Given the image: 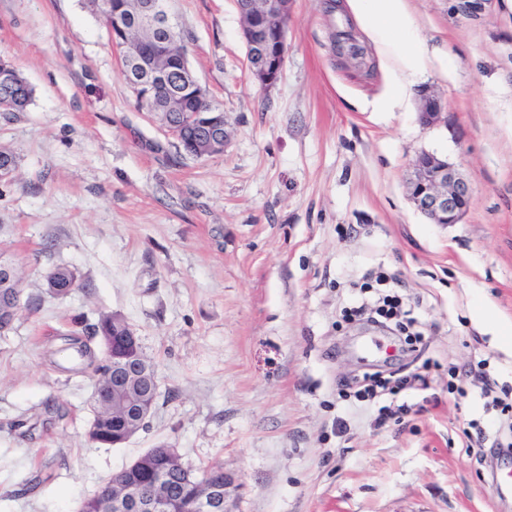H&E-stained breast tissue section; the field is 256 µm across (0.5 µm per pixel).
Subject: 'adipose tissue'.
<instances>
[{
    "mask_svg": "<svg viewBox=\"0 0 512 512\" xmlns=\"http://www.w3.org/2000/svg\"><path fill=\"white\" fill-rule=\"evenodd\" d=\"M364 32L390 63L392 76L427 68L430 50L414 36L415 21L407 0H349Z\"/></svg>",
    "mask_w": 512,
    "mask_h": 512,
    "instance_id": "obj_1",
    "label": "adipose tissue"
}]
</instances>
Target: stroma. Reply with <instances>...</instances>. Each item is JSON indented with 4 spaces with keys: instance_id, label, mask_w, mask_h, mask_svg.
Listing matches in <instances>:
<instances>
[{
    "instance_id": "obj_1",
    "label": "stroma",
    "mask_w": 512,
    "mask_h": 512,
    "mask_svg": "<svg viewBox=\"0 0 512 512\" xmlns=\"http://www.w3.org/2000/svg\"><path fill=\"white\" fill-rule=\"evenodd\" d=\"M189 66L224 111V153L181 155L138 108L88 0H0V52L31 84L0 116L18 156L0 249L33 309L0 335V512H76L146 450L233 479L229 512H512V0H408L441 62L388 65L347 0H291L272 88L251 76L235 0H170ZM444 120L423 127V93ZM423 152L474 187L456 224L407 196ZM78 288L48 293L45 272ZM399 300L422 338L358 303ZM134 327L159 395L119 447L90 443L93 376L49 350L101 314ZM426 385L358 401L364 375ZM382 405L402 406L380 421ZM74 281L75 283L71 288H78L80 283L78 281V277H75L74 271L67 267H58L51 270L46 276L47 290L56 296L66 295L70 289L68 287Z\"/></svg>"
}]
</instances>
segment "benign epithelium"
Returning a JSON list of instances; mask_svg holds the SVG:
<instances>
[{"instance_id":"7a95c632","label":"benign epithelium","mask_w":512,"mask_h":512,"mask_svg":"<svg viewBox=\"0 0 512 512\" xmlns=\"http://www.w3.org/2000/svg\"><path fill=\"white\" fill-rule=\"evenodd\" d=\"M259 8L251 21L242 26L247 56L253 78L264 88L273 87L280 78L286 55L284 34L270 39L274 22L290 13V0H257ZM138 26L151 31L163 26L167 36L177 32V24L162 0H152L139 10ZM442 106L435 95L422 96L419 120L425 127L441 119ZM197 124L207 131V141L213 149L222 151L228 142V132L221 112H207ZM409 198L415 208L433 224H457L472 204L470 180L448 164V161L423 152L412 163L407 181ZM16 277L15 267L0 259V299L11 300L9 285ZM159 379L154 366L144 354L139 336L131 327L116 338L112 353V377L95 385L92 396L94 412L112 413V445H121L134 436L146 423L153 410ZM163 454L177 462L182 485L193 492L192 512H228L226 489L231 479L224 471H197L180 463L178 450L162 447ZM177 498L176 485L163 474L152 482L133 488L125 483H112L101 503L103 512H171Z\"/></svg>"}]
</instances>
